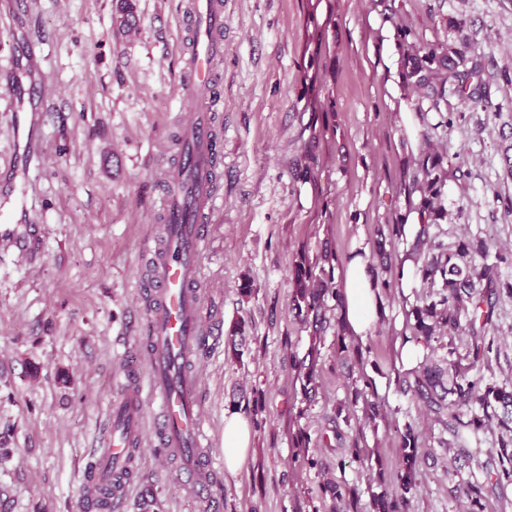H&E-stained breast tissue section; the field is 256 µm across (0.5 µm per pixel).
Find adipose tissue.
<instances>
[{"mask_svg":"<svg viewBox=\"0 0 512 512\" xmlns=\"http://www.w3.org/2000/svg\"><path fill=\"white\" fill-rule=\"evenodd\" d=\"M355 255L344 272V324L349 335L365 338L381 320L384 313L380 292L373 285L368 267L367 245L356 243ZM251 445V426L240 411L224 413V469L236 475L243 467Z\"/></svg>","mask_w":512,"mask_h":512,"instance_id":"obj_1","label":"adipose tissue"}]
</instances>
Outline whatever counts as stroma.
Here are the masks:
<instances>
[{"mask_svg":"<svg viewBox=\"0 0 512 512\" xmlns=\"http://www.w3.org/2000/svg\"><path fill=\"white\" fill-rule=\"evenodd\" d=\"M121 0H0V64L33 44L37 70L23 82L44 90L35 129L38 169L19 178L21 223L37 228L25 257L0 246V427L12 430L0 455V512H85L83 476L102 455L125 371H143L150 263L162 186L154 169L174 154L187 111L179 91L188 0H130L135 35L114 34ZM460 20L462 31L449 28ZM446 48L481 53L488 106L464 111L433 140L464 180L449 178L448 221L512 245V214L494 194L512 195L503 153L512 144V0H224V58L215 114L222 136V183L205 257V297L219 328L198 366L217 470L216 512H372V497L394 490L406 425L423 431L420 476L404 512H464L455 491L480 471L497 431L452 463L434 424L397 383L406 314L419 286L384 296L386 314L366 338L367 361L343 358L336 331L313 344L293 321V268L315 263L322 243L340 260L376 230L412 218L400 189L435 114L424 115L406 80L401 24ZM245 323L241 362L227 338ZM501 345L490 376H512V297L496 306ZM318 349L317 390L306 398L294 365ZM375 381L383 418L365 423L355 402L360 374ZM251 452L237 476L224 470V412L250 414ZM349 418L337 420L339 407ZM369 450L353 459L354 447ZM147 431L135 471L112 512H201ZM355 502L334 503L327 480Z\"/></svg>","mask_w":512,"mask_h":512,"instance_id":"obj_1","label":"stroma"}]
</instances>
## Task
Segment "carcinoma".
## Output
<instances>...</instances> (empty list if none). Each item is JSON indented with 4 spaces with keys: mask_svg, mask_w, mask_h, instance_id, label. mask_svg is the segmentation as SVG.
Here are the masks:
<instances>
[{
    "mask_svg": "<svg viewBox=\"0 0 512 512\" xmlns=\"http://www.w3.org/2000/svg\"><path fill=\"white\" fill-rule=\"evenodd\" d=\"M137 25L133 6L123 2L118 32L128 33ZM408 42L407 79L420 97L431 102L440 120L432 129H448L464 112H444L441 104L448 95L457 97L468 109L477 107L488 96L481 78L482 63L474 51H453L421 41L409 27L402 29ZM426 149L413 161L415 174L408 184V194H419L415 205L418 229L405 259L413 262L414 277L422 293L412 306L411 336L405 338L421 349L417 362L402 380L403 390L412 392L418 404L448 433L442 444L456 455L469 454L468 448L479 435L498 426L502 434L490 448L494 466L484 477L471 474L459 486L466 512H484L486 498L504 493L512 485V377L501 381L487 378L492 359L498 357L499 345L490 329L494 325L500 296H512V281L502 269L512 267V246L465 232L453 243L440 239L442 222L448 219L444 205L448 167L445 155L435 150L431 137ZM322 265L316 270L304 261L294 269V296L291 312L296 321L314 327L318 335L327 323L326 299L343 307L342 289L334 282L336 253L326 248ZM401 272L390 277L374 274L380 292L392 293L400 285ZM467 336L465 352L455 345L457 336ZM448 337V358L444 365L432 360L434 343ZM421 431L412 425L402 436V456L397 473V490L373 498L375 512H402L407 494L419 483ZM135 449H130L115 482L98 488L97 507L110 508L113 492L133 473Z\"/></svg>",
    "mask_w": 512,
    "mask_h": 512,
    "instance_id": "1",
    "label": "carcinoma"
}]
</instances>
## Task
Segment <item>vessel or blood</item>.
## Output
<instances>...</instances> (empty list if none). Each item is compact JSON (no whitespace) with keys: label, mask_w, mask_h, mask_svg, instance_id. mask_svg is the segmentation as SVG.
I'll return each mask as SVG.
<instances>
[{"label":"vessel or blood","mask_w":512,"mask_h":512,"mask_svg":"<svg viewBox=\"0 0 512 512\" xmlns=\"http://www.w3.org/2000/svg\"><path fill=\"white\" fill-rule=\"evenodd\" d=\"M188 40L183 52L181 93L188 105L181 150L174 174L160 199L163 220L172 229L168 241L147 244L151 271L148 281L153 303L145 311L149 336L147 375L127 378L122 413L128 422L120 435L102 433L105 456L120 465L128 448L142 445L144 421L153 418L161 427L160 444L180 452L182 474L196 491L202 512H212V467L204 450L209 445L205 408L198 373L186 364H199L215 322L206 300L204 264L209 244L208 224L217 207L216 167L221 151L214 125L217 74L215 64L224 56L222 0H192L185 20ZM16 66H0V99L12 102L25 96ZM33 122L21 113L12 115V135L25 138L15 149L11 169H30L38 154L31 139ZM0 240L27 252V237L14 216L0 219Z\"/></svg>","instance_id":"vessel-or-blood-1"}]
</instances>
